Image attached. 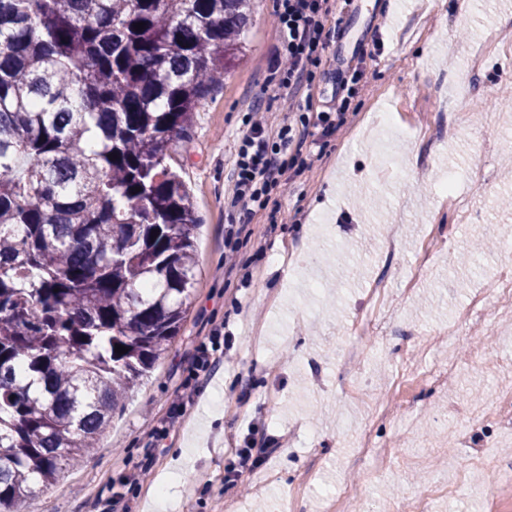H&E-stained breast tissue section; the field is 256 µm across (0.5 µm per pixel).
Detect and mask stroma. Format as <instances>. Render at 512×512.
<instances>
[{
	"mask_svg": "<svg viewBox=\"0 0 512 512\" xmlns=\"http://www.w3.org/2000/svg\"><path fill=\"white\" fill-rule=\"evenodd\" d=\"M275 0H251L244 49L222 86L197 107L191 137L171 164L201 219L197 275L180 333L126 400L99 448L37 497L38 512H281L301 486L302 512H331L359 486L347 512H398L410 493L447 483L455 494L430 512H512V495L489 505L484 490L512 470V436L489 426L467 446L448 434V405L487 406L512 387V311L489 310L478 329L458 315L512 260V0H362L350 37L328 18L327 62L315 69L316 106L332 104L363 68L338 136L305 145L302 172L287 171L265 209H229L233 162L247 121L269 134L299 126L285 111ZM482 165L488 179L467 174ZM456 174L445 203L440 180ZM239 229V265L224 266V235ZM389 288L385 313L364 322L366 290ZM372 336L362 365L343 370L352 326ZM231 342L222 368L179 417L172 401L195 373L201 345ZM483 355L470 363L467 354ZM458 372L440 385L428 367ZM280 450L247 475L249 494L224 483L225 454L248 425ZM374 425L388 464L360 458ZM153 476L121 481L145 460Z\"/></svg>",
	"mask_w": 512,
	"mask_h": 512,
	"instance_id": "1",
	"label": "stroma"
}]
</instances>
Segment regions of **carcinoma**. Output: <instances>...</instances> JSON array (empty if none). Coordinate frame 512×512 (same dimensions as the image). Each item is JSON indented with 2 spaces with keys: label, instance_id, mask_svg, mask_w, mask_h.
<instances>
[{
  "label": "carcinoma",
  "instance_id": "obj_1",
  "mask_svg": "<svg viewBox=\"0 0 512 512\" xmlns=\"http://www.w3.org/2000/svg\"><path fill=\"white\" fill-rule=\"evenodd\" d=\"M249 15L250 0H0V512L89 454L178 336L199 219L167 159Z\"/></svg>",
  "mask_w": 512,
  "mask_h": 512
}]
</instances>
